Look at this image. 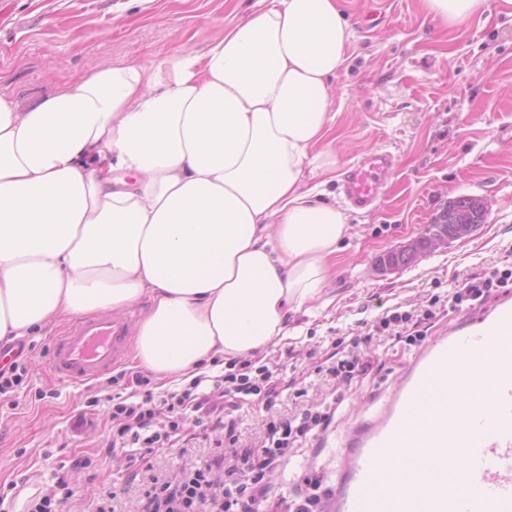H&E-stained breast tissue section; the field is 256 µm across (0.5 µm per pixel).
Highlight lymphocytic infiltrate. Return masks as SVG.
<instances>
[{
  "label": "lymphocytic infiltrate",
  "instance_id": "f902f5d3",
  "mask_svg": "<svg viewBox=\"0 0 512 512\" xmlns=\"http://www.w3.org/2000/svg\"><path fill=\"white\" fill-rule=\"evenodd\" d=\"M495 288H512V269L493 268L482 277L462 280L449 291L448 305L457 308L483 304ZM435 316L432 303L412 311L396 310L381 319L376 331L381 334L392 327L401 328L406 344L416 347L426 337L423 324ZM282 394L268 366L245 363L214 377L208 385L202 377H195L182 390L159 400L147 391L140 401L114 403L113 447L137 448L140 461L145 463L187 424L202 426L204 419L220 416L227 409H239L252 397H261L269 413L258 459L238 453V441L233 438L220 461L182 467L171 478L147 475L142 490L143 512H265L269 500L267 472L279 466L297 441L319 438L331 425L337 409L335 402L324 401L281 414L275 407Z\"/></svg>",
  "mask_w": 512,
  "mask_h": 512
}]
</instances>
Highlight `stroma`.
<instances>
[{
  "mask_svg": "<svg viewBox=\"0 0 512 512\" xmlns=\"http://www.w3.org/2000/svg\"><path fill=\"white\" fill-rule=\"evenodd\" d=\"M255 0H0V95L26 105L89 71L137 57L162 62L182 49L207 50L225 24L245 17ZM351 57L332 84L336 126L330 148L339 170L380 148L397 165L381 202L350 211L351 230L323 303L297 315L298 335L252 356L290 382L278 405L294 411V390L306 402L341 391L334 422L267 477L273 496L289 494L322 472L339 473V444L399 383L414 349L373 330L390 309L411 310L446 297L455 280L512 267V7L486 0L482 12L442 28L421 0H345ZM486 200L488 216L470 235L409 265L382 271L381 255L417 237L449 200ZM73 324L51 323L20 337L27 373L0 396V486L6 512H27L31 498L57 478L73 495L60 512H90L112 487L138 471V461L112 448L110 398L137 392L134 357L102 377L75 382L50 368L54 343ZM372 333L361 351L372 364L351 386L328 372L352 336ZM89 429H74L79 414ZM224 429L185 432L156 456L161 471L217 458ZM90 460L81 468V460Z\"/></svg>",
  "mask_w": 512,
  "mask_h": 512,
  "instance_id": "35a3bbf8",
  "label": "stroma"
}]
</instances>
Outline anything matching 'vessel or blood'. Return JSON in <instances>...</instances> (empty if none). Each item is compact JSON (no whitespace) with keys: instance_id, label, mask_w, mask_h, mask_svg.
I'll return each instance as SVG.
<instances>
[{"instance_id":"b4317fda","label":"vessel or blood","mask_w":512,"mask_h":512,"mask_svg":"<svg viewBox=\"0 0 512 512\" xmlns=\"http://www.w3.org/2000/svg\"><path fill=\"white\" fill-rule=\"evenodd\" d=\"M394 166L390 152L377 150L351 164L343 180L346 200L362 209L374 204ZM128 324L96 318L76 323L56 342L50 365L61 378L93 380L122 362ZM496 353L495 418L472 417L469 435L450 448L448 432L459 422L456 404L442 398L472 357L485 349ZM432 393L430 420L435 428L426 440L432 471L424 491L405 506L383 468L382 452L396 447L425 393ZM466 466L455 488L444 473L449 456ZM330 512H512V296L471 308L448 331L435 336L405 367L401 381L381 410L353 431L342 458Z\"/></svg>"}]
</instances>
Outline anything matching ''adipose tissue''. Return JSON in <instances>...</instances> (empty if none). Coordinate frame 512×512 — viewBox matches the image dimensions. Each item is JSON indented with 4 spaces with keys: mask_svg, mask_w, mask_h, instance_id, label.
<instances>
[{
    "mask_svg": "<svg viewBox=\"0 0 512 512\" xmlns=\"http://www.w3.org/2000/svg\"><path fill=\"white\" fill-rule=\"evenodd\" d=\"M350 47L342 0H258L205 53L0 96V340L140 305L136 359L187 382L287 338L350 230L309 184L336 178L330 82ZM495 384L489 348L446 396L489 415ZM425 414L385 454L405 497Z\"/></svg>",
    "mask_w": 512,
    "mask_h": 512,
    "instance_id": "adipose-tissue-1",
    "label": "adipose tissue"
}]
</instances>
